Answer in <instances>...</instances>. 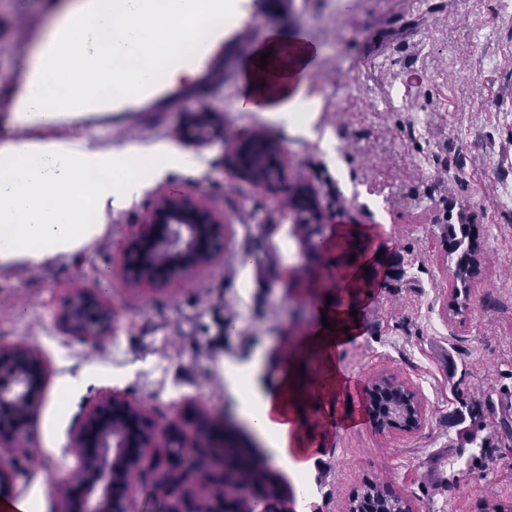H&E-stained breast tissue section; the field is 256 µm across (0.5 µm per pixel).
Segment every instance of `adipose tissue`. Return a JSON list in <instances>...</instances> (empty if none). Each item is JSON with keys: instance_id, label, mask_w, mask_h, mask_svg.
I'll return each mask as SVG.
<instances>
[{"instance_id": "adipose-tissue-1", "label": "adipose tissue", "mask_w": 512, "mask_h": 512, "mask_svg": "<svg viewBox=\"0 0 512 512\" xmlns=\"http://www.w3.org/2000/svg\"><path fill=\"white\" fill-rule=\"evenodd\" d=\"M50 11L51 22L24 57L27 80L11 107L12 121L29 134L0 144V267L84 249L103 234L99 217L112 199L172 174L198 173L195 158L165 143L119 151L82 131L56 138L44 130L75 122L109 99L131 101L143 79L191 81V50L232 20L229 0H135L130 9L125 0H52ZM320 53L316 44L304 49L298 38L269 32L240 64L238 110L276 117L291 134L310 132L315 115L307 77ZM105 83L112 86L108 98L98 92ZM324 310L326 319H314L291 338L273 388L258 384L262 354L224 370L236 411L265 444L267 462L297 485L322 455L306 429L303 405L323 406L320 420L328 428L358 422L357 414L336 404L346 393L338 353L360 329L347 308L328 304ZM311 354L319 375L299 382L295 361Z\"/></svg>"}]
</instances>
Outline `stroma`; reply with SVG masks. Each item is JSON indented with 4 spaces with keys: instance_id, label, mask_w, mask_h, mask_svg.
<instances>
[{
    "instance_id": "obj_1",
    "label": "stroma",
    "mask_w": 512,
    "mask_h": 512,
    "mask_svg": "<svg viewBox=\"0 0 512 512\" xmlns=\"http://www.w3.org/2000/svg\"><path fill=\"white\" fill-rule=\"evenodd\" d=\"M48 0H0V73L15 65L16 49L32 34L21 18L45 26ZM251 41L278 30L318 43L316 75L307 94L316 119L311 133L285 135L272 117L238 112V75L211 87L178 111L143 113L140 137L113 126L91 138L115 149L155 142L195 155L197 176L149 183L107 213V230L88 248L41 265L0 267V344L37 351L45 365L43 398L26 425L29 437L0 465L17 467L0 502H31L40 512H66L78 467L73 431L107 395L142 404L157 426L179 419L194 439L203 417L227 420L231 395L224 367L263 352L260 379L272 387L273 366L287 358L285 339L308 325L309 284L331 297L324 280L342 263L337 251L311 254L300 240L285 194L233 174L226 143L252 130L283 148L288 178L309 184L330 222L369 235L379 258L381 299L359 301L363 332L341 351L339 363L358 388L390 374L416 393L424 409L413 433L378 432L371 424L324 432L326 451L310 477L313 512H345L368 479L409 496L415 512H481L484 503L512 505V22L497 20L498 0H250ZM493 27L484 45L468 31ZM494 57L487 67L486 57ZM390 57L412 68L409 98L427 120L428 137H403L407 113L390 108L399 74L376 68ZM462 68L449 75L448 60ZM216 112L219 128L202 144L188 135L201 106ZM435 158L419 167L421 155ZM342 167H335V160ZM344 177H337V169ZM180 188L224 218V250L209 267L143 291L119 276L123 241L133 224L168 189ZM476 224L483 261L470 290L465 322L448 303L454 267L436 234L440 224ZM253 259L242 262L244 252ZM98 292L117 320L112 333L79 338L62 333L57 316L75 290ZM233 318L225 333V318ZM123 342L113 346V335ZM86 386L71 389L73 380ZM67 392L66 403L57 396ZM488 408L482 419L467 407ZM492 448L479 451L482 440Z\"/></svg>"
}]
</instances>
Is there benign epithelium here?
Returning <instances> with one entry per match:
<instances>
[{
	"label": "benign epithelium",
	"mask_w": 512,
	"mask_h": 512,
	"mask_svg": "<svg viewBox=\"0 0 512 512\" xmlns=\"http://www.w3.org/2000/svg\"><path fill=\"white\" fill-rule=\"evenodd\" d=\"M263 142L266 160L281 158L280 144L260 133L241 135L231 146L230 166L236 175L255 183H281L283 164L272 165L271 175L261 171L255 160L242 163V150L250 143ZM297 221L315 210L311 193L297 185L293 189ZM224 219L181 191L164 193L154 209L132 226L123 250L120 274L134 288H163L170 281L210 266L221 253ZM116 321L112 307L87 290L69 297L59 318L62 332L90 338L98 336ZM45 376L40 356L15 346L0 348V450L20 445L21 430L6 423L15 410L30 414L38 405ZM214 424L203 423L186 456L178 422L157 429L145 408L120 395L102 399L86 415L72 439L80 451L79 467L71 479L79 488L73 512H127L126 493L135 475L153 465L184 478L174 491L165 479L156 485L166 503L164 512H214L211 486L193 480L207 463L223 458V440L213 433ZM155 458H150V452ZM262 512H290L281 490L260 497Z\"/></svg>",
	"instance_id": "obj_1"
}]
</instances>
